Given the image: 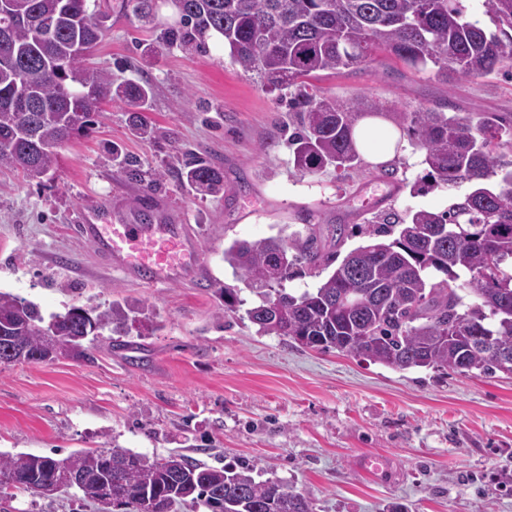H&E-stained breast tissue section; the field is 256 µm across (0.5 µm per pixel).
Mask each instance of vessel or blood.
Returning a JSON list of instances; mask_svg holds the SVG:
<instances>
[{
    "instance_id": "b4317fda",
    "label": "vessel or blood",
    "mask_w": 512,
    "mask_h": 512,
    "mask_svg": "<svg viewBox=\"0 0 512 512\" xmlns=\"http://www.w3.org/2000/svg\"><path fill=\"white\" fill-rule=\"evenodd\" d=\"M79 233L91 240L108 266L152 285L190 273L203 277L206 264L187 225L112 223L107 210H84Z\"/></svg>"
}]
</instances>
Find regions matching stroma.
<instances>
[{
  "label": "stroma",
  "mask_w": 512,
  "mask_h": 512,
  "mask_svg": "<svg viewBox=\"0 0 512 512\" xmlns=\"http://www.w3.org/2000/svg\"><path fill=\"white\" fill-rule=\"evenodd\" d=\"M154 42L151 27L116 13L91 62L116 82L153 86L147 115L164 138L136 134L109 103L94 133L61 149L53 177L0 168V290L46 313L132 301L159 328L135 326L87 360L0 365V452L60 459L117 444L151 459L249 463L315 512H512V378L398 371L259 333L246 315L258 298L224 261L233 241L309 230L343 256L382 212L439 211L468 184L413 194L425 174L413 146L384 169L365 160L300 175L290 113L221 41L203 52ZM312 85L344 104L371 100L386 118L417 107L512 113V65L450 88L383 55ZM115 149L144 172L164 171L163 183L151 188L112 166ZM191 151L223 170V197L184 183ZM147 197L198 236L204 279L124 277L72 231L78 212L97 205L139 219ZM222 284L237 292L235 307H225Z\"/></svg>",
  "instance_id": "obj_1"
}]
</instances>
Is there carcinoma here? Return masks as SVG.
Listing matches in <instances>:
<instances>
[{"label": "carcinoma", "instance_id": "obj_1", "mask_svg": "<svg viewBox=\"0 0 512 512\" xmlns=\"http://www.w3.org/2000/svg\"><path fill=\"white\" fill-rule=\"evenodd\" d=\"M179 20L161 29L159 43L205 47L224 44L231 62L258 78L270 93L294 89L288 110L297 131L289 139L294 166L303 175L361 162L352 137L357 121L376 105H341L318 95L307 80L341 72L383 53L416 71H429L453 86L512 63V0H484L493 28L468 16L458 0H174ZM123 11L150 25L155 0H121ZM112 19L99 0H0V21L15 18L0 38V167L28 178L55 173L60 149L89 135L106 103L125 105L136 132H163L144 115L149 84L114 86L111 75L90 63ZM34 104H7L18 87ZM422 154L426 179L472 190L441 211L389 214L367 224L365 243L309 291L293 295L285 282L329 267L317 237L295 232L259 241L235 240L224 261L260 303L247 310L263 334L305 348L363 356L398 370L433 367L478 376H512V113L447 112L417 107L395 113ZM182 177L195 191L224 196V172L203 159L189 162ZM466 279H461V276ZM472 296L475 302H465ZM143 309L113 302L105 308L73 305L44 315L35 302L0 292V336L28 349L39 363L46 323L62 336L60 349L91 347L104 332L126 336L142 322ZM64 467L84 478L80 499L97 504L101 488L118 483L117 512H176L189 501L210 512H314L312 502L280 480H259L255 466L221 468L181 454L149 461L112 447V468L101 449L61 459L1 453L0 476L19 477L14 491L0 486V501L37 488Z\"/></svg>", "mask_w": 512, "mask_h": 512}]
</instances>
